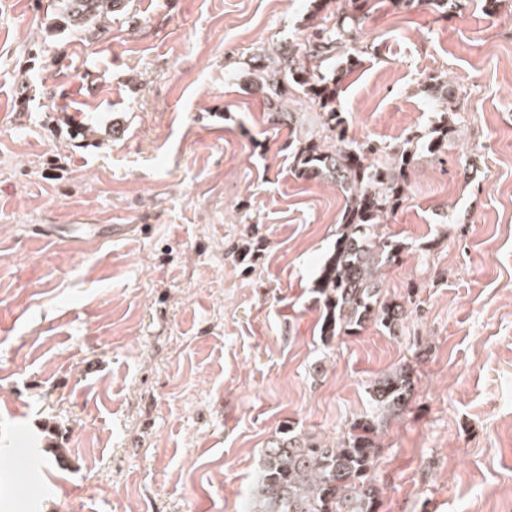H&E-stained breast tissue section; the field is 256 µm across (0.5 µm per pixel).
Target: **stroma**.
<instances>
[{"label":"stroma","instance_id":"obj_1","mask_svg":"<svg viewBox=\"0 0 512 512\" xmlns=\"http://www.w3.org/2000/svg\"><path fill=\"white\" fill-rule=\"evenodd\" d=\"M314 2L131 0L79 34L56 0H0V512H246L284 422L347 432L403 363L379 512L512 501V0L387 5L349 41L354 140H428L435 75L463 106L382 227L401 328L327 344L312 287L345 197L291 173L246 84L271 45H307Z\"/></svg>","mask_w":512,"mask_h":512}]
</instances>
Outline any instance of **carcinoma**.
Wrapping results in <instances>:
<instances>
[{"mask_svg":"<svg viewBox=\"0 0 512 512\" xmlns=\"http://www.w3.org/2000/svg\"><path fill=\"white\" fill-rule=\"evenodd\" d=\"M336 2L335 12L320 16L305 49L272 47L250 81L265 95L271 122L288 126L293 172L327 180L347 195L335 249L314 283L326 343L356 335L369 322L391 334L399 329L404 307L383 298L381 271L397 261L400 243L380 235L378 227L406 193L418 149L412 137L393 151L348 137L346 118L336 107V76L326 62L364 27L378 0ZM125 7V0H59L57 20L72 32H86ZM291 90L302 93L300 100L288 97ZM371 388L374 415L337 438L326 441L282 425L264 448L249 512H378L381 495L371 476L375 437L381 422L408 402L409 371L396 367Z\"/></svg>","mask_w":512,"mask_h":512,"instance_id":"carcinoma-1","label":"carcinoma"}]
</instances>
